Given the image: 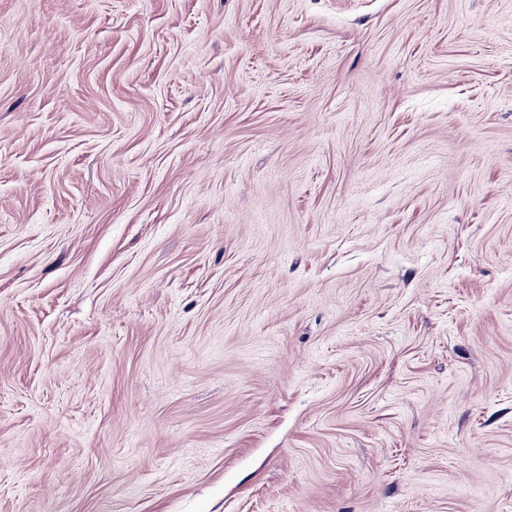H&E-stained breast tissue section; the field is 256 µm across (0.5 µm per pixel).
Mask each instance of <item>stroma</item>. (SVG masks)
Masks as SVG:
<instances>
[{
  "label": "stroma",
  "mask_w": 512,
  "mask_h": 512,
  "mask_svg": "<svg viewBox=\"0 0 512 512\" xmlns=\"http://www.w3.org/2000/svg\"><path fill=\"white\" fill-rule=\"evenodd\" d=\"M0 512H512V0H0Z\"/></svg>",
  "instance_id": "obj_1"
}]
</instances>
